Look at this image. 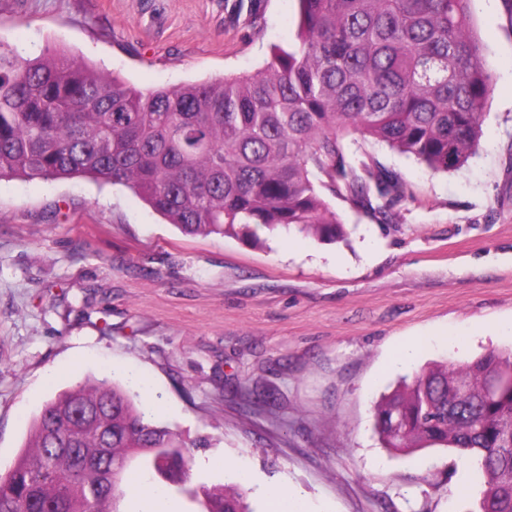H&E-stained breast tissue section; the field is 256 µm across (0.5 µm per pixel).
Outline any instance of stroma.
<instances>
[{"label":"stroma","instance_id":"stroma-1","mask_svg":"<svg viewBox=\"0 0 512 512\" xmlns=\"http://www.w3.org/2000/svg\"><path fill=\"white\" fill-rule=\"evenodd\" d=\"M473 22L494 77L475 156L434 173L363 141L406 196L386 224L327 195L334 243L187 236L122 186L1 179L0 463L46 401L130 365L196 489L232 461L310 512H478L477 460L389 450L374 419L399 377L512 347V17L477 0ZM296 35L295 0H0V45L62 47L142 90L254 72Z\"/></svg>","mask_w":512,"mask_h":512}]
</instances>
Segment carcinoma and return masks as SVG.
Wrapping results in <instances>:
<instances>
[{"label": "carcinoma", "instance_id": "cac0c4a2", "mask_svg": "<svg viewBox=\"0 0 512 512\" xmlns=\"http://www.w3.org/2000/svg\"><path fill=\"white\" fill-rule=\"evenodd\" d=\"M297 43L253 74L144 91L62 50L25 60L0 44V177L121 185L189 236L257 242V230L344 237L325 188L391 221L397 173L365 160L369 137L432 172L475 154L493 87L474 0H296ZM386 448L444 445L480 460V512H512V350L435 364L376 406ZM180 435L116 382L49 399L0 471V512H122L133 478L198 500L164 457ZM200 512H251L239 481Z\"/></svg>", "mask_w": 512, "mask_h": 512}]
</instances>
